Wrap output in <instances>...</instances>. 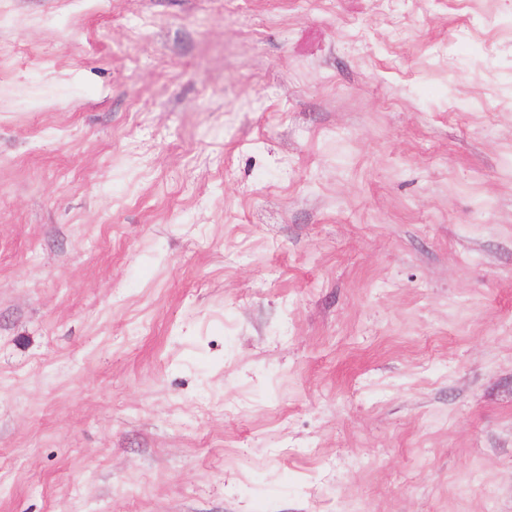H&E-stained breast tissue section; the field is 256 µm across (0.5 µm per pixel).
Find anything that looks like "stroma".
I'll return each instance as SVG.
<instances>
[{"mask_svg": "<svg viewBox=\"0 0 512 512\" xmlns=\"http://www.w3.org/2000/svg\"><path fill=\"white\" fill-rule=\"evenodd\" d=\"M0 512H512V0H0Z\"/></svg>", "mask_w": 512, "mask_h": 512, "instance_id": "35a3bbf8", "label": "stroma"}]
</instances>
